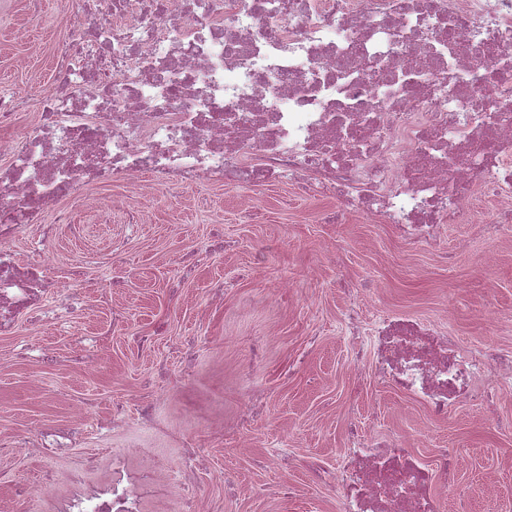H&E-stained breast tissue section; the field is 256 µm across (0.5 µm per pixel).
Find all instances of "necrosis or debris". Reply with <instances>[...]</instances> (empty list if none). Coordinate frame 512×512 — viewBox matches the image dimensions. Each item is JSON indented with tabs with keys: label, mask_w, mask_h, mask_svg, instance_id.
Returning a JSON list of instances; mask_svg holds the SVG:
<instances>
[{
	"label": "necrosis or debris",
	"mask_w": 512,
	"mask_h": 512,
	"mask_svg": "<svg viewBox=\"0 0 512 512\" xmlns=\"http://www.w3.org/2000/svg\"><path fill=\"white\" fill-rule=\"evenodd\" d=\"M88 25L56 49V91L38 123L0 138V334L20 317L38 331L42 297L70 300L53 253L16 263L10 246L41 228H70L47 210L93 180L150 175L160 186L225 188L280 179L335 197L401 238L447 256L445 229L475 223L490 196L494 238L512 228V0H78ZM254 155L247 163L246 155ZM353 371L374 375L439 422L460 402L496 420L512 387V353L468 352L444 323L347 315ZM347 461L327 481L341 512H443L459 457L436 466L409 438L351 428ZM70 429L0 435V452L51 459L76 447ZM109 453L16 484L51 512H142L161 481Z\"/></svg>",
	"instance_id": "obj_1"
}]
</instances>
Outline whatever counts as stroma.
<instances>
[{
  "label": "stroma",
  "mask_w": 512,
  "mask_h": 512,
  "mask_svg": "<svg viewBox=\"0 0 512 512\" xmlns=\"http://www.w3.org/2000/svg\"><path fill=\"white\" fill-rule=\"evenodd\" d=\"M80 25V12L63 0H0V93L31 103L12 134L35 121L37 102L54 87L55 50ZM87 194L97 198L96 209H86ZM84 195L58 203L79 233L44 241L56 257L53 275L82 272L68 319L47 320L37 336L57 362L19 359L0 368V432L70 424L71 403L86 399L92 416L78 427L76 455L137 445L153 469L175 482L182 441L193 436L206 444L210 464L194 472L205 490L196 512H339L336 491L316 484L299 459L313 457L334 470L352 423L408 435L423 425L428 436L415 450L426 462L436 463L443 448L462 461L457 496L444 512H512V430L482 421L469 401L428 425L399 392L371 377L356 380L345 326L352 299L341 286L377 284L378 295L364 307L368 321H427L446 311L447 328L462 345L512 352V234L489 241L479 225H449L443 263L392 225L354 210H344L341 222L323 223L340 201L304 196L284 180L166 188L142 176L94 181ZM137 195L143 206L133 228L127 201ZM490 251L498 255L492 269L484 262ZM285 279L292 283L288 293L271 296ZM116 306L124 311L117 325ZM493 314L503 319L494 329L487 324ZM102 330L97 370L70 365L80 337ZM141 336L150 337L147 348H137ZM253 392L263 413L249 425L240 414ZM146 401L157 406L150 433L138 421ZM118 405L122 427L101 434L99 423L110 421ZM217 419L223 431H209ZM48 468L64 482L72 465L0 453V512H23L15 484ZM215 471L233 493L212 485ZM486 484L493 497H481Z\"/></svg>",
  "instance_id": "obj_1"
}]
</instances>
